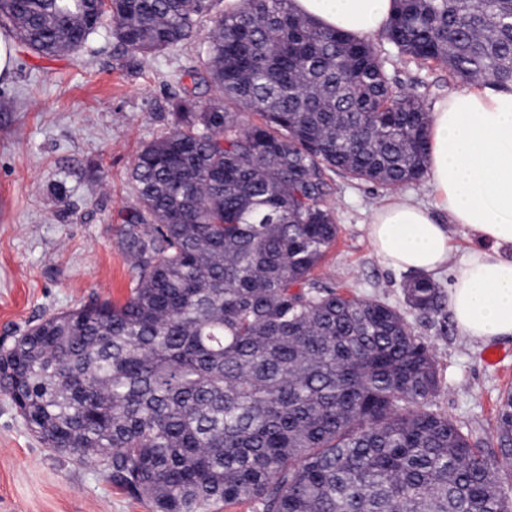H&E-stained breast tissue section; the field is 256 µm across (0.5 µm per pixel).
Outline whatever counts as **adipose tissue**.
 <instances>
[{
    "mask_svg": "<svg viewBox=\"0 0 512 512\" xmlns=\"http://www.w3.org/2000/svg\"><path fill=\"white\" fill-rule=\"evenodd\" d=\"M296 13L321 27L369 37L387 25L394 0H293ZM426 207L393 194L368 226L376 253L390 266L433 275L450 258L448 227L459 224L495 251L472 250L448 290L460 333L489 342L512 338V91L474 84L448 94L430 114Z\"/></svg>",
    "mask_w": 512,
    "mask_h": 512,
    "instance_id": "1",
    "label": "adipose tissue"
}]
</instances>
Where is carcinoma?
<instances>
[{
	"mask_svg": "<svg viewBox=\"0 0 512 512\" xmlns=\"http://www.w3.org/2000/svg\"><path fill=\"white\" fill-rule=\"evenodd\" d=\"M0 0L32 53L85 47L108 24L140 55L202 38L218 91L173 99L137 155L122 303L51 315L0 351V392L46 447L92 459L156 512H512V390L497 450L433 410L435 361L403 313L325 288L339 227L327 173L387 188L425 178L427 112L393 89L395 57L512 90V0H396L379 41L298 15L292 0ZM260 116L244 125L241 111ZM406 304L445 295L416 274Z\"/></svg>",
	"mask_w": 512,
	"mask_h": 512,
	"instance_id": "cac0c4a2",
	"label": "carcinoma"
}]
</instances>
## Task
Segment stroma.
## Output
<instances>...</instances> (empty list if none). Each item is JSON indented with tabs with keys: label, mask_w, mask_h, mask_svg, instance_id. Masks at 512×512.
Returning <instances> with one entry per match:
<instances>
[{
	"label": "stroma",
	"mask_w": 512,
	"mask_h": 512,
	"mask_svg": "<svg viewBox=\"0 0 512 512\" xmlns=\"http://www.w3.org/2000/svg\"><path fill=\"white\" fill-rule=\"evenodd\" d=\"M200 44L142 58L100 30L74 54L41 57L16 44L11 78L0 83V345L52 314L91 300L122 302L134 272L120 230L137 203L131 170L142 147L173 122L170 104L189 92L201 103L217 90L190 76ZM395 90L426 110L458 82L445 68L390 60ZM339 234L314 275L323 285L403 310L430 347L440 388L433 401L470 439L489 442L500 395L512 388V339L486 345L462 336L448 312L407 309V271L388 266L367 235L389 191L329 173ZM502 356L489 365V349ZM0 512H153L107 472L46 448L0 393Z\"/></svg>",
	"instance_id": "obj_1"
}]
</instances>
